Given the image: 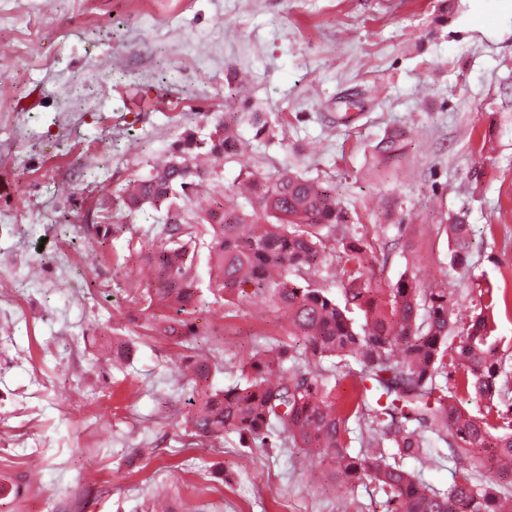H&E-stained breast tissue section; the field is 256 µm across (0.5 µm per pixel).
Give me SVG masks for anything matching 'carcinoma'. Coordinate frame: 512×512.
I'll use <instances>...</instances> for the list:
<instances>
[{
    "label": "carcinoma",
    "instance_id": "carcinoma-1",
    "mask_svg": "<svg viewBox=\"0 0 512 512\" xmlns=\"http://www.w3.org/2000/svg\"><path fill=\"white\" fill-rule=\"evenodd\" d=\"M405 136L398 130L377 145L384 160L399 157ZM238 149L223 122L199 141L187 131L168 162L123 200L139 210L161 199L178 211L145 249L155 284L144 288L140 302L153 318L160 310L175 312L161 316L165 337L181 344L197 335L195 259L204 236L214 298L261 297L287 324L285 338L241 365L235 385L206 392L194 404L185 422L194 444L235 432L248 448H302L351 487L375 484L388 512H512V405L502 411L495 402L509 393L512 354L500 349L495 324L482 311L452 321L456 299L448 289L425 285L412 272L384 286L372 282L377 251L345 233L347 212L329 183L285 172L262 184L260 213L202 183L193 197L183 194L187 172L176 163L199 150L224 159ZM194 199L202 207L190 222L179 211ZM325 229L341 231L340 301L315 283ZM447 234L450 262L461 267L470 248L466 217H450ZM355 309L364 313L360 325L350 317ZM458 323L459 343L450 344ZM324 359L335 380L355 382L352 398H336L329 378L310 369ZM211 375L209 358L192 363L195 384L209 386ZM463 392L486 401V413L467 412ZM440 442L461 460L446 491L407 468L409 460L437 461ZM481 470L496 478H478Z\"/></svg>",
    "mask_w": 512,
    "mask_h": 512
}]
</instances>
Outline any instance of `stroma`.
Listing matches in <instances>:
<instances>
[{
	"label": "stroma",
	"instance_id": "stroma-1",
	"mask_svg": "<svg viewBox=\"0 0 512 512\" xmlns=\"http://www.w3.org/2000/svg\"><path fill=\"white\" fill-rule=\"evenodd\" d=\"M231 122L236 156L193 158L215 191L243 172L332 183L353 234H385L378 283L412 270L462 315L505 294L512 353V0H0V512H387L301 449L228 433L187 447L199 353L221 388L284 329L255 300L203 293L180 347L132 302L150 211L116 196L185 131ZM405 129L398 160L375 147ZM466 215L454 268L444 228ZM68 223H60V215ZM111 223L100 243L96 225ZM129 362L104 363L112 338Z\"/></svg>",
	"mask_w": 512,
	"mask_h": 512
}]
</instances>
